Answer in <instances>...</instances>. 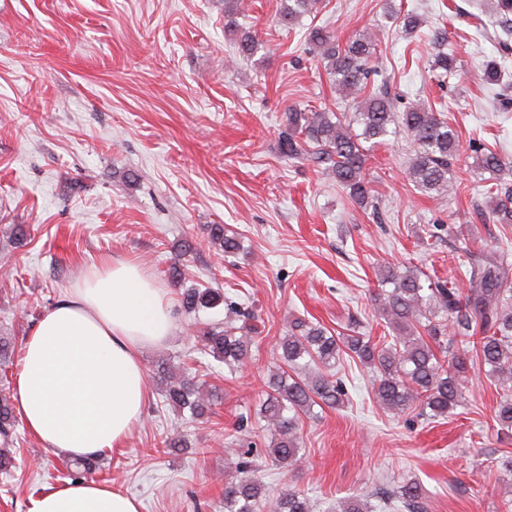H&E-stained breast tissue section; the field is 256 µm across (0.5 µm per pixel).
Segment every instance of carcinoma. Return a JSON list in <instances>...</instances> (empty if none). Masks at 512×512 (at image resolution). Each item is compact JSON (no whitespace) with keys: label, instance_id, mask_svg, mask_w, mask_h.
Masks as SVG:
<instances>
[{"label":"carcinoma","instance_id":"cac0c4a2","mask_svg":"<svg viewBox=\"0 0 512 512\" xmlns=\"http://www.w3.org/2000/svg\"><path fill=\"white\" fill-rule=\"evenodd\" d=\"M321 0H280L279 23L294 28L306 15H316ZM243 0H224V28L235 31ZM310 52L324 62L336 89L355 101V112L338 114L327 109L290 108L279 151L290 159L308 161L360 204L373 203L368 173V149L363 143L403 132L410 138L413 158L407 176L428 195L445 196L452 185L453 165L460 140L444 111L417 105L403 112L386 91L365 92L372 73L379 39L366 33L340 43L336 32L312 26L307 33ZM255 36L237 39L238 56L248 58L257 50ZM436 77L457 72L452 53L437 50L431 60ZM477 167L490 174L485 185L491 214L498 224H512V159L493 151L477 156ZM209 240L228 256L241 248L236 233L222 224L207 226ZM465 267L469 287L461 292L444 280H434L417 267H380V290L373 302L384 322V335L375 340L352 329L343 334L305 318L292 320L278 342L279 363L263 380L265 399L259 416L268 432L267 456L279 465L295 466L303 458L300 425L313 408H338L348 401L341 378L332 369L345 358L358 361L373 374L375 402L395 416L418 411L427 419L446 418L463 403L472 371L485 368L489 377L512 379V263L495 253L475 254L465 249L456 255ZM187 313L213 309L224 303L214 288H185L180 294ZM228 307L224 325L196 336L202 354L240 370L252 357L258 328L250 313L240 311L243 324L232 318ZM168 405L201 417L221 403L215 388L189 376L188 369L174 372L168 362L158 365ZM502 434L512 433V388L500 397L494 411ZM16 416L10 397L0 394V436L11 440ZM236 474L224 480V512H255L267 489L256 476V461L249 450L239 449ZM271 512H312L313 504L302 492L285 488L270 500ZM336 512H427L421 487L409 481L378 507L368 498L353 497L337 503Z\"/></svg>","mask_w":512,"mask_h":512}]
</instances>
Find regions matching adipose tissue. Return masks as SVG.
<instances>
[{"label":"adipose tissue","mask_w":512,"mask_h":512,"mask_svg":"<svg viewBox=\"0 0 512 512\" xmlns=\"http://www.w3.org/2000/svg\"><path fill=\"white\" fill-rule=\"evenodd\" d=\"M175 326L163 288L138 265L103 261L37 321L23 345L17 409L47 447L95 456L126 440L150 396L140 351ZM31 512H140L95 481L39 495Z\"/></svg>","instance_id":"ef3b65f1"}]
</instances>
